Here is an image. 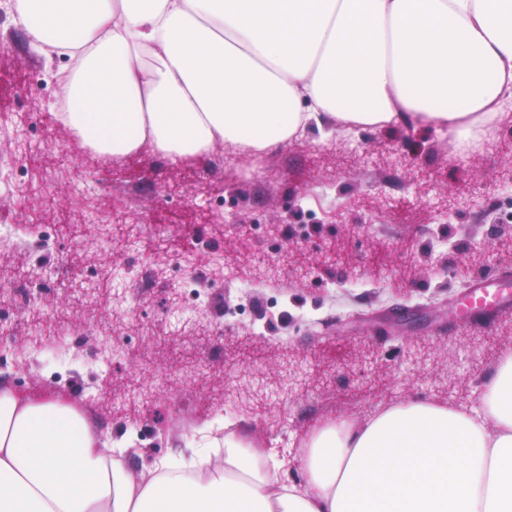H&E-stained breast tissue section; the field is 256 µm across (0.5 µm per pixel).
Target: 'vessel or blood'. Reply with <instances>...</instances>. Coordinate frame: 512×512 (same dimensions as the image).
<instances>
[{"label": "vessel or blood", "mask_w": 512, "mask_h": 512, "mask_svg": "<svg viewBox=\"0 0 512 512\" xmlns=\"http://www.w3.org/2000/svg\"><path fill=\"white\" fill-rule=\"evenodd\" d=\"M505 314H512V270L480 273L459 296L448 319V332L453 335L471 326L486 325Z\"/></svg>", "instance_id": "1"}]
</instances>
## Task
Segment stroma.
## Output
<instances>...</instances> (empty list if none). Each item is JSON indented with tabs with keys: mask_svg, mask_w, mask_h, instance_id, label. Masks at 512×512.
Listing matches in <instances>:
<instances>
[{
	"mask_svg": "<svg viewBox=\"0 0 512 512\" xmlns=\"http://www.w3.org/2000/svg\"><path fill=\"white\" fill-rule=\"evenodd\" d=\"M59 96L0 9V224L57 233L39 267L0 248L13 326L0 372L18 391L74 401L151 458L224 410L292 477L305 439L336 418L410 398L481 405L512 316L443 328L470 276L512 268V202L496 194L512 187V110L459 161L447 135L401 123L312 132L259 161L223 148L173 162L146 146L108 162L55 120ZM31 270L33 300L14 286ZM187 279L210 294L205 312L176 297ZM400 309L408 321L391 322ZM80 334L75 372L51 377L38 337Z\"/></svg>",
	"mask_w": 512,
	"mask_h": 512,
	"instance_id": "35a3bbf8",
	"label": "stroma"
}]
</instances>
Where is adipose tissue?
<instances>
[{
  "mask_svg": "<svg viewBox=\"0 0 512 512\" xmlns=\"http://www.w3.org/2000/svg\"><path fill=\"white\" fill-rule=\"evenodd\" d=\"M82 147L259 159L316 130L473 140L512 110V0H0ZM71 401L0 378V512H512V353L481 410L425 399L316 428L301 479L212 424L150 465Z\"/></svg>",
  "mask_w": 512,
  "mask_h": 512,
  "instance_id": "ef3b65f1",
  "label": "adipose tissue"
}]
</instances>
